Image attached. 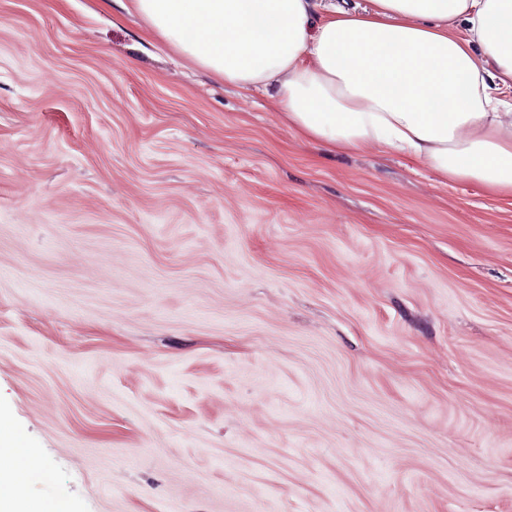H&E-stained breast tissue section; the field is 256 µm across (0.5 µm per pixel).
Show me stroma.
I'll return each mask as SVG.
<instances>
[{
  "label": "stroma",
  "instance_id": "1",
  "mask_svg": "<svg viewBox=\"0 0 512 512\" xmlns=\"http://www.w3.org/2000/svg\"><path fill=\"white\" fill-rule=\"evenodd\" d=\"M0 411L71 512H512V202L0 0Z\"/></svg>",
  "mask_w": 512,
  "mask_h": 512
}]
</instances>
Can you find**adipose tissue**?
I'll use <instances>...</instances> for the list:
<instances>
[{"label": "adipose tissue", "mask_w": 512, "mask_h": 512, "mask_svg": "<svg viewBox=\"0 0 512 512\" xmlns=\"http://www.w3.org/2000/svg\"><path fill=\"white\" fill-rule=\"evenodd\" d=\"M147 30L332 153L388 149L512 200V0H132ZM0 422V512L52 482Z\"/></svg>", "instance_id": "1"}]
</instances>
